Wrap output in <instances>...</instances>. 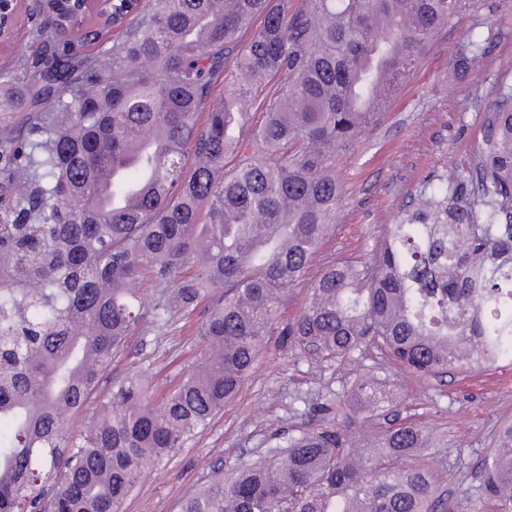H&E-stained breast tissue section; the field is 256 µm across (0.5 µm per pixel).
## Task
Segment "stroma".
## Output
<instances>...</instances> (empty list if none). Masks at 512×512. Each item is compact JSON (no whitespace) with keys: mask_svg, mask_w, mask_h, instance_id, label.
<instances>
[{"mask_svg":"<svg viewBox=\"0 0 512 512\" xmlns=\"http://www.w3.org/2000/svg\"><path fill=\"white\" fill-rule=\"evenodd\" d=\"M472 39L485 54L483 74L473 82L455 80L452 64ZM504 84H512V0H466L460 15L438 33L392 94L379 122L360 130L352 146L337 155L343 196L336 230L321 243L318 263L368 260L384 229L417 207L424 187L440 177L471 178L489 106ZM197 269L189 261L170 279L143 278V318L83 408L71 415L72 431H81L96 416L113 382L128 373L145 372L159 400L195 365L205 304L186 317L174 313L164 318L159 308L170 290ZM307 300V283L289 291L237 396L206 430L156 462L124 499L121 512H181L183 502L214 473H229L242 457H264L298 430L321 424V404L346 394L365 375L382 379L390 409L415 416L444 439L440 471L446 493L476 488L498 425L512 421V365L503 362L436 379L398 371L372 349L341 366L306 358L291 347L285 330Z\"/></svg>","mask_w":512,"mask_h":512,"instance_id":"1","label":"stroma"}]
</instances>
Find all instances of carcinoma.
<instances>
[{
	"mask_svg": "<svg viewBox=\"0 0 512 512\" xmlns=\"http://www.w3.org/2000/svg\"><path fill=\"white\" fill-rule=\"evenodd\" d=\"M462 0H146L123 40L87 52L69 0H40V50L0 69V512H118L151 464L204 430L252 371L288 291L310 279L294 348L350 362L367 348L415 375L512 364V89L488 112L476 182L440 178L368 261L312 266L335 228L336 152L373 124ZM455 65L477 80L483 55ZM260 124L246 107L270 77ZM231 89L216 97L218 82ZM204 122H199L200 115ZM239 157L224 171L227 153ZM112 205L99 195L107 166ZM163 310L222 294L197 364L154 404L131 373L78 434L80 410L139 322L137 288L187 260ZM365 376L321 427L242 460L181 512H512V422L479 494L441 490L440 442L383 418Z\"/></svg>",
	"mask_w": 512,
	"mask_h": 512,
	"instance_id": "cac0c4a2",
	"label": "carcinoma"
}]
</instances>
